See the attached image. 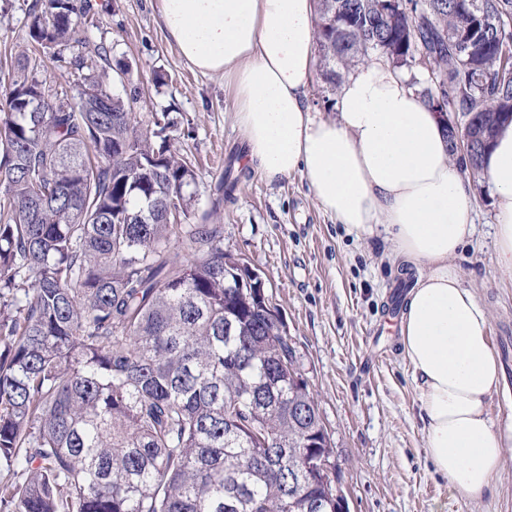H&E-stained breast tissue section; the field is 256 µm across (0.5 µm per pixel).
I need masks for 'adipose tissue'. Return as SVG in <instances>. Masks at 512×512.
Here are the masks:
<instances>
[{"label": "adipose tissue", "instance_id": "1", "mask_svg": "<svg viewBox=\"0 0 512 512\" xmlns=\"http://www.w3.org/2000/svg\"><path fill=\"white\" fill-rule=\"evenodd\" d=\"M317 0H156L162 30L202 74L223 76L251 161L267 180L298 173L356 235L383 229L417 277L402 351L418 381L425 446L461 496L481 499L512 449V412L493 417L501 369L488 312L449 262L471 237V195L430 106L386 59L357 65L332 119L306 97L317 62ZM497 265L512 271V124L483 160Z\"/></svg>", "mask_w": 512, "mask_h": 512}]
</instances>
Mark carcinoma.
Wrapping results in <instances>:
<instances>
[{
	"mask_svg": "<svg viewBox=\"0 0 512 512\" xmlns=\"http://www.w3.org/2000/svg\"><path fill=\"white\" fill-rule=\"evenodd\" d=\"M371 0L319 4L322 76L379 43L422 64L454 141L512 110V0H409L387 31ZM90 0H34L31 50L0 71V512H336L332 440L283 323L268 320L223 225L190 224L191 163L169 113L141 127L110 48L78 37ZM471 58L458 42L476 18ZM70 76L39 78L45 58Z\"/></svg>",
	"mask_w": 512,
	"mask_h": 512,
	"instance_id": "carcinoma-1",
	"label": "carcinoma"
}]
</instances>
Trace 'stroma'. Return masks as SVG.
Returning <instances> with one entry per match:
<instances>
[{
  "label": "stroma",
  "instance_id": "obj_1",
  "mask_svg": "<svg viewBox=\"0 0 512 512\" xmlns=\"http://www.w3.org/2000/svg\"><path fill=\"white\" fill-rule=\"evenodd\" d=\"M32 2L0 6V63L24 50ZM93 2L97 24L85 35L111 49L105 68L113 91L140 88V121L163 110L178 121L176 144L196 171L188 223L223 225L225 249L261 275L331 435L350 512H512L511 462L471 501L429 458L418 383L388 313L400 278L390 242L377 233L357 238L337 223L301 174L270 181L246 164L232 88L181 59L153 0ZM157 72L163 85L152 82ZM228 168L238 179L234 199L216 211L212 192ZM477 181L473 234L452 264L489 312L491 345L512 393V272L496 264L492 192L485 176Z\"/></svg>",
  "mask_w": 512,
  "mask_h": 512
}]
</instances>
